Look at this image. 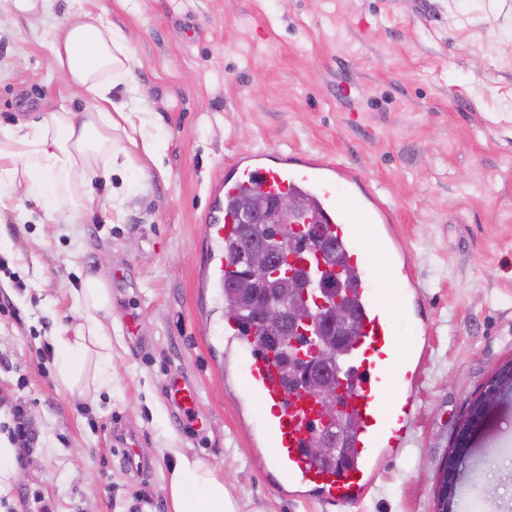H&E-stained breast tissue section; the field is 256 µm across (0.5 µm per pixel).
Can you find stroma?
Instances as JSON below:
<instances>
[{"label": "stroma", "mask_w": 512, "mask_h": 512, "mask_svg": "<svg viewBox=\"0 0 512 512\" xmlns=\"http://www.w3.org/2000/svg\"><path fill=\"white\" fill-rule=\"evenodd\" d=\"M129 39L151 154L118 156L79 223L30 201L0 212V435L15 405L36 433L0 512H166L167 449L207 459L242 512H434L438 470L467 403L512 361V0H93ZM68 0L14 14L0 0V129L78 97L46 44ZM246 150L318 153L356 169L395 212L428 321L413 442L351 504L281 488L258 433L262 407L224 381V292L206 286L208 187ZM112 297V386L84 400L57 383L54 336L73 290ZM196 388L179 422L163 381ZM146 460L121 462L112 430ZM453 512H512V390L461 449Z\"/></svg>", "instance_id": "stroma-1"}]
</instances>
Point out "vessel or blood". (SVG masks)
Returning <instances> with one entry per match:
<instances>
[{
  "instance_id": "vessel-or-blood-1",
  "label": "vessel or blood",
  "mask_w": 512,
  "mask_h": 512,
  "mask_svg": "<svg viewBox=\"0 0 512 512\" xmlns=\"http://www.w3.org/2000/svg\"><path fill=\"white\" fill-rule=\"evenodd\" d=\"M246 191L304 197L316 222L335 236L343 264L355 274L350 295L358 310V334L342 355L340 368L350 388L347 410L356 427L342 466L315 463L306 453L316 420L314 398L287 392L265 350L254 336L240 334L233 319H226L224 332L227 349L239 363L244 392L270 409L261 437L284 481L320 489L337 503L358 501L371 489L381 461L404 451L411 441L423 353L417 344L401 340L400 327L409 323L418 331L426 325L413 263L403 250L388 253L395 285L378 289L363 241L393 236L392 208L353 169L295 151L258 150L225 165L223 175L208 188L203 273L213 287L224 285L229 268L224 238L233 230L232 204ZM166 391L183 414L194 410L197 396L182 379L168 378Z\"/></svg>"
}]
</instances>
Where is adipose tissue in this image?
Listing matches in <instances>:
<instances>
[{
    "label": "adipose tissue",
    "instance_id": "1",
    "mask_svg": "<svg viewBox=\"0 0 512 512\" xmlns=\"http://www.w3.org/2000/svg\"><path fill=\"white\" fill-rule=\"evenodd\" d=\"M65 21L48 43L53 67L85 101L41 121L0 132V211L18 200L43 206L55 220L78 223L95 201L91 190L77 192L87 175L112 177L114 136L134 141L130 119L112 103V85L130 78L126 37L108 14L69 0ZM78 321L56 337L61 385L83 398H96L110 381L112 297L104 280L89 276L75 293ZM164 491L169 512H241L224 489L215 467L182 448L170 449Z\"/></svg>",
    "mask_w": 512,
    "mask_h": 512
}]
</instances>
